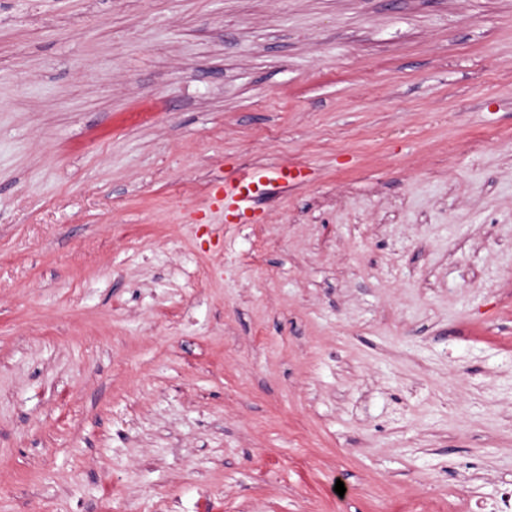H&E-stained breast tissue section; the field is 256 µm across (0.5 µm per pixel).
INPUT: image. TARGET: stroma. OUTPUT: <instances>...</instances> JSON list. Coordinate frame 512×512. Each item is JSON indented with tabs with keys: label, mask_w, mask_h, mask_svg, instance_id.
I'll return each mask as SVG.
<instances>
[{
	"label": "stroma",
	"mask_w": 512,
	"mask_h": 512,
	"mask_svg": "<svg viewBox=\"0 0 512 512\" xmlns=\"http://www.w3.org/2000/svg\"><path fill=\"white\" fill-rule=\"evenodd\" d=\"M506 486L512 0H0V512ZM288 169L273 167L272 171L236 172L224 180V215L254 216L255 205L269 187L288 184Z\"/></svg>",
	"instance_id": "obj_1"
}]
</instances>
